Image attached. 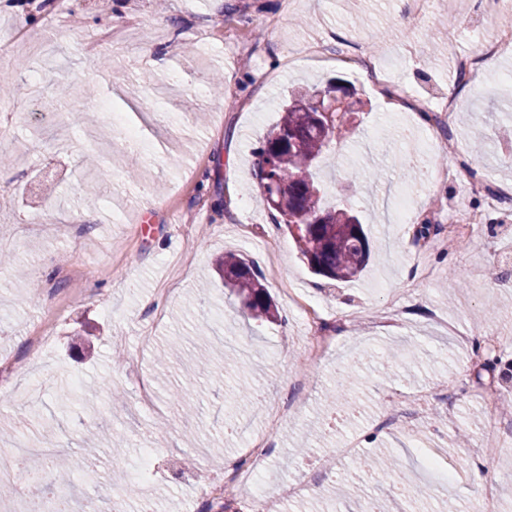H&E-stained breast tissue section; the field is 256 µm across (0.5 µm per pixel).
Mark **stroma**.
<instances>
[{"mask_svg": "<svg viewBox=\"0 0 512 512\" xmlns=\"http://www.w3.org/2000/svg\"><path fill=\"white\" fill-rule=\"evenodd\" d=\"M54 27L30 19L26 0H0V72L14 88L0 94V127L10 139L9 167L0 172V247L26 271L17 281L0 267V367L10 386L0 397V434L32 448L50 440L71 463L76 502L108 508L110 476L125 475L131 505L151 499L156 512H201V491L224 475L228 457L244 460L243 439L268 444L248 490L267 496L270 512H358L363 496L388 512H473L486 484L497 486L495 512H512V253L501 220L512 201L471 194L445 181L414 201L418 215L439 207L485 210L486 222L453 248H425L411 224L391 223L393 199L415 191L424 174L469 164L474 181L512 190V51L494 57L467 83L455 81L446 55L450 20L464 35L512 27V11L494 13L489 0H434L426 16L407 14L408 0H362L361 18L340 0H65ZM53 44L58 66L38 94L30 70L40 68L35 46ZM390 76L369 82L349 64L354 45ZM167 52L168 63L154 59ZM124 72L115 80L113 69ZM224 76L222 93L207 86ZM340 83L363 105L329 153L324 170L342 185L370 229L371 260L352 282L314 275L259 201L255 152L279 118L277 105L295 86ZM452 91L459 103L452 140L456 158L436 140L408 103L413 92ZM136 129L142 148L136 182L123 127ZM98 152L112 173L107 193L89 199L94 173L78 165V150ZM410 163L393 167L392 155ZM371 162L378 179L349 182L347 172ZM66 194L67 209L52 212L49 189ZM251 225L282 246L277 278L266 279L278 317L249 319L215 275L224 252L241 251L237 227ZM318 299L335 342L321 365L309 362L299 314L285 283ZM36 302H28L30 294ZM59 305L54 336L31 341ZM236 345L251 366L255 401L239 399L235 369L219 352ZM178 345L168 367L157 355ZM410 345L413 356L386 367V355ZM211 369L187 386L193 414L172 392L183 371L203 355ZM357 367L355 411H327L323 397L341 369ZM153 388L142 407L141 383ZM76 390L61 409L62 390ZM123 398L115 402L111 391ZM290 418L279 415L282 404ZM386 429L372 423L385 413ZM101 426L119 428L126 450L83 459L82 439ZM155 467L141 474L145 446ZM390 449L399 478L359 472L356 459ZM448 470L446 486L426 473L428 459ZM482 474H475L476 464ZM346 500H337L335 489Z\"/></svg>", "mask_w": 512, "mask_h": 512, "instance_id": "35a3bbf8", "label": "stroma"}]
</instances>
